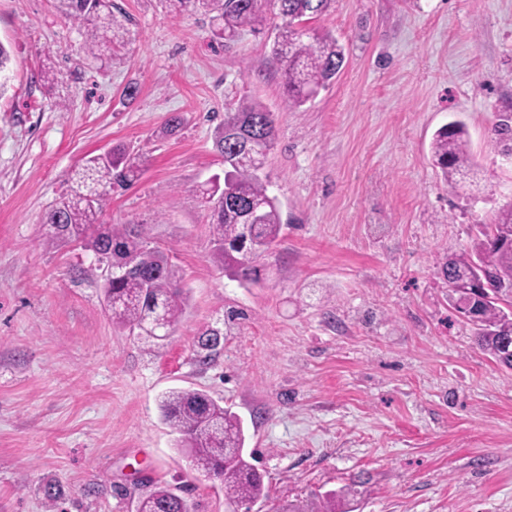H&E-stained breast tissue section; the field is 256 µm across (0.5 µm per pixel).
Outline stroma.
<instances>
[{"mask_svg":"<svg viewBox=\"0 0 512 512\" xmlns=\"http://www.w3.org/2000/svg\"><path fill=\"white\" fill-rule=\"evenodd\" d=\"M114 2L128 34L94 58L59 0H0V512H137L159 485L228 512L162 418L173 388L241 418L266 487L248 512L342 489L354 512H512V370L475 345L442 273L512 205L491 141L512 112V0H334L307 26L338 40L343 68L297 110L272 6L224 46L169 0ZM243 101L275 117L263 174L284 223L248 285L213 261L200 196L224 176L213 131ZM452 120L478 188L432 164ZM116 144L146 167L100 221L150 224L189 290L158 343L113 322L94 253L48 245L41 224Z\"/></svg>","mask_w":512,"mask_h":512,"instance_id":"1","label":"stroma"}]
</instances>
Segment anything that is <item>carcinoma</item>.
<instances>
[{"mask_svg":"<svg viewBox=\"0 0 512 512\" xmlns=\"http://www.w3.org/2000/svg\"><path fill=\"white\" fill-rule=\"evenodd\" d=\"M181 11H202L212 24L213 36L222 44L234 41L246 28L263 22L262 0H171ZM282 24L273 46L283 85L285 104L298 109L319 90L327 88L344 64V50L337 40L301 27L304 18L325 14L333 0H268ZM63 13L84 35V49L94 56L127 32L114 11L112 0H62ZM495 144L512 157V113L503 112L493 128ZM254 140L255 152L239 145ZM275 140V119L254 102H243L224 113V122L214 131V149L224 158V185L202 188L210 204V233L215 262L247 283L260 281L257 263L277 245L282 231L279 203L269 194L267 181L257 167L265 161ZM431 157L445 180H463L473 173L464 123L438 128L431 142ZM144 171V159L125 147L104 156H92L74 170L67 197L52 205L42 223L50 227L48 243L68 240L94 254L112 248L115 263L135 266L132 273L114 279L105 287L116 323L156 341L168 333L157 330L152 318L160 315L168 329L181 320L188 307V292L169 256L146 245L147 224H102L99 216L112 193L128 190ZM482 238L473 246L450 257L444 269L456 312L464 315L471 297L457 288V282L483 271L485 293L479 303L477 346L496 362L512 369V360L502 357L504 343H512V296L500 291L512 286V208L502 212L495 223L486 224ZM164 419L179 434L177 446L196 469L218 473L226 499L237 505L250 504L264 496L263 478L253 464L254 455L244 453L245 435L241 420L205 392L172 389L160 402ZM138 512H192L184 498L159 486L144 497ZM281 512H350L343 507V495L328 491L302 506L289 503Z\"/></svg>","mask_w":512,"mask_h":512,"instance_id":"obj_1","label":"carcinoma"}]
</instances>
